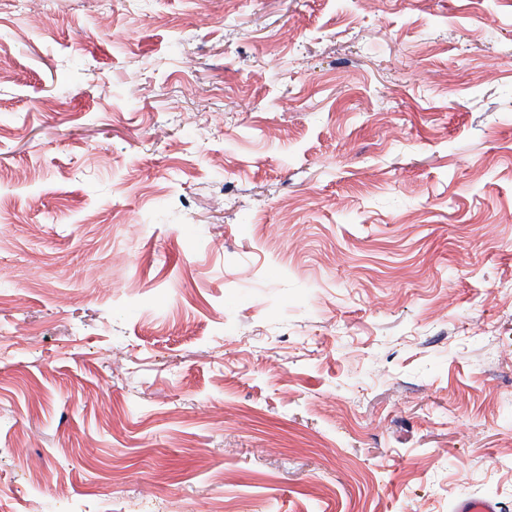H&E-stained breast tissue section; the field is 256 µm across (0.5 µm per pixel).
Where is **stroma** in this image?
<instances>
[{"label":"stroma","mask_w":512,"mask_h":512,"mask_svg":"<svg viewBox=\"0 0 512 512\" xmlns=\"http://www.w3.org/2000/svg\"><path fill=\"white\" fill-rule=\"evenodd\" d=\"M11 512H512V0H0Z\"/></svg>","instance_id":"35a3bbf8"}]
</instances>
